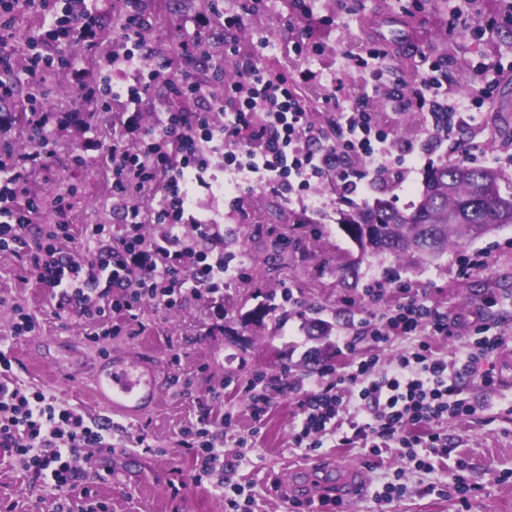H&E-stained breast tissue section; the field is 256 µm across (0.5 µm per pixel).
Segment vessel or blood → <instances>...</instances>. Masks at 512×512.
Returning a JSON list of instances; mask_svg holds the SVG:
<instances>
[{"mask_svg":"<svg viewBox=\"0 0 512 512\" xmlns=\"http://www.w3.org/2000/svg\"><path fill=\"white\" fill-rule=\"evenodd\" d=\"M158 379L154 367L144 361H127L116 357L101 363L94 375V392L98 399L126 416L138 417L150 407L156 397ZM320 473L338 474L336 494L341 498H356L366 489L361 469L349 462L329 461L320 465Z\"/></svg>","mask_w":512,"mask_h":512,"instance_id":"b4317fda","label":"vessel or blood"}]
</instances>
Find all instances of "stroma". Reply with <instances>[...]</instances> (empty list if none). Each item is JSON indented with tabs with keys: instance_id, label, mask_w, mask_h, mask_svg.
<instances>
[{
	"instance_id": "1",
	"label": "stroma",
	"mask_w": 512,
	"mask_h": 512,
	"mask_svg": "<svg viewBox=\"0 0 512 512\" xmlns=\"http://www.w3.org/2000/svg\"><path fill=\"white\" fill-rule=\"evenodd\" d=\"M95 8L102 24L97 39L76 47L74 67L55 71L45 82L43 91L54 112L68 109L63 90L98 83L101 62L116 48L118 32L108 25L112 0H97ZM149 11L155 18L151 47L156 55H168L177 35L197 31L204 42L223 50L230 73H238L247 58L291 78L306 69L315 72L316 80L305 85L304 93L313 103L315 125L329 132L339 127L342 112L357 99L393 132L395 145L407 143L398 134L405 122L430 126L428 114L392 111L386 97L387 92L406 94L415 87L424 56L440 65L452 94L462 74L498 63L492 97L475 108V118L492 126L512 123V20L505 0H465L458 15L448 0H312L306 10L296 0L288 5L258 0L253 14L235 25L200 24L206 12L201 0H182L176 11L168 9L166 0H152ZM324 16L333 18V25L321 24ZM44 22L35 10L18 12L14 39L4 49L16 76L24 74L27 39ZM301 38L313 45V53L295 54L293 44ZM371 44L392 56L386 88L358 78L338 96L335 107H324L322 99L343 72L346 54ZM183 75L200 80L201 68L174 59L154 77L150 93L138 105L113 101L92 130L79 136L72 127H57L46 168L33 172L28 182L37 196L62 182L77 183L69 208L46 210L35 218L39 224L70 225L72 238L61 242L63 252H87L84 230L90 224L118 227L135 219L145 234L160 236L161 226L150 221L159 190L141 194L142 207L135 214L114 202L106 152L118 136L127 148H136L138 137L127 132V118L135 117L142 130L158 124L167 109V80ZM77 153L86 158L85 168L72 166ZM231 178L223 156L217 155L201 180L189 186L192 215L214 226L210 247L233 259L223 290H198L173 310L144 303L136 330H121L99 343L88 339L92 323L56 309L32 266L14 252L0 251V337L7 335L15 310L37 322L34 332L8 344L15 379L112 422V454L101 459L99 474L89 476L85 488L109 512H225L223 497L210 484L193 482V458L179 445L184 428L206 414L224 434L226 459L240 462L232 481L251 497V512H293L278 484L291 479L295 466L332 459L360 464L367 476V493L346 501L341 512H377L376 493L396 477L407 491L388 512H512V225L417 267L389 254L370 258L361 263L359 284L352 288L340 280L337 269L359 250L338 219L346 201L373 203L383 195L379 188L361 187L343 196L324 179L314 186L322 203L310 210L305 197L287 199L262 187L242 193L237 202L231 194L216 195L214 184ZM284 212L308 217V224L297 230L304 248L289 250L286 274L271 275L265 270L264 243L281 231ZM468 254L481 255L483 266L463 267L460 258ZM375 286L382 293L372 300L366 291ZM287 292L292 295L288 302L283 299ZM407 294L447 313L455 327L454 340L432 344L442 357L453 358L463 343L482 336L504 340L489 363L497 378L495 390L482 388L475 375L463 377L477 412L442 423L453 447L442 468L427 474L413 469L398 449L376 457L363 444L340 445L334 434L321 437L319 447H295L293 435L303 418L296 393H285L262 421L251 418L244 389L255 373L286 383L309 382L317 372L305 367L304 356L314 347L322 352V364L346 371L350 356L341 350L343 339H357L358 353H368L366 320L388 312ZM267 304L275 306L273 316L260 324L250 320L251 311ZM312 319L329 323V332L308 335L306 324ZM111 353L145 359L160 369L157 402L140 419L110 413L95 398L93 374L100 359ZM227 413L232 416L228 426L222 421ZM142 435L148 441L144 447L138 443ZM461 461L474 486L463 501L450 492ZM54 497L50 487L32 486L27 473L0 452V503L11 505L12 512H49Z\"/></svg>"
}]
</instances>
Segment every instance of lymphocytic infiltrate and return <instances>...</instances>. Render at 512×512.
Instances as JSON below:
<instances>
[{
    "instance_id": "obj_1",
    "label": "lymphocytic infiltrate",
    "mask_w": 512,
    "mask_h": 512,
    "mask_svg": "<svg viewBox=\"0 0 512 512\" xmlns=\"http://www.w3.org/2000/svg\"><path fill=\"white\" fill-rule=\"evenodd\" d=\"M44 12L49 22L42 39L63 35L90 36L96 10L90 0H26ZM125 25L112 54L113 70L127 74L124 89L128 103H136L151 89L152 78L137 62L141 56L140 33L152 18L141 0H123ZM300 82L271 74L256 61L243 62L237 81L226 84L222 100L193 112H164L161 132L140 136L137 150L114 141L107 154L112 171V195L133 207L138 194L148 187L161 190L151 221L167 225L160 258H153L141 224L124 225L114 234L111 225L91 224L86 240L91 257L82 261L64 253L59 241L69 238L70 228L53 225L44 242L28 249L33 217L40 202L24 196L28 172L45 167L50 139H41L32 152L11 162L0 161V251H24L27 262L38 269V281L57 301L60 310L77 314L96 325L90 341L97 342L121 328L134 326L136 311L144 301L165 309L179 307L189 287L215 288L224 281L223 257L210 249L192 248L182 236L191 223L188 213L187 174L203 175L212 153L224 155V163L242 176V189L260 184L291 197L306 191L313 181L336 176L345 186L373 185L403 178L434 144L448 138L452 126L469 123L466 105L489 99L492 84L480 71L467 99L449 95L437 63H429L410 95L399 98L398 108L428 113L433 122L424 140L395 148L389 132L380 127L372 112L352 104L342 118V136L322 150L308 144L321 132L309 119V104ZM223 113L216 124L214 113ZM372 354L356 352L355 340L344 343L353 356L346 373L335 382L314 383L304 391L300 406L303 420L294 436L299 448H314L319 436L349 427L341 445L359 441L371 444L372 455L387 448L405 449L418 470L434 472L451 453L447 437L437 425L447 416L466 418L476 408L463 395L462 373L477 374L486 387L496 384L487 363L500 346L497 338H481L464 346L462 371L451 370L447 359L435 354L431 340H448L455 330L446 313L425 301L410 297L367 324ZM426 331L427 341L407 354H399L387 370H378V349L397 336ZM357 390L358 419H342L344 395ZM180 447L191 450L195 482L215 471L232 473L224 458V437L212 431L208 418L185 428ZM0 449L10 453L28 473L32 485L51 482L56 490L53 512H107L105 503L83 492L70 493L83 473L93 469L101 453L112 450V425L87 416L47 396L42 390L20 385L12 375V360L0 350Z\"/></svg>"
}]
</instances>
